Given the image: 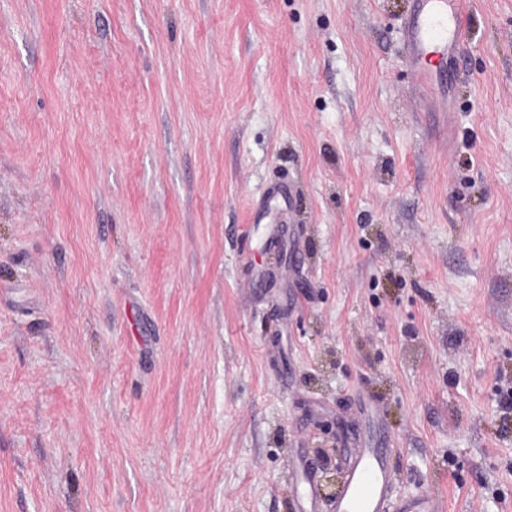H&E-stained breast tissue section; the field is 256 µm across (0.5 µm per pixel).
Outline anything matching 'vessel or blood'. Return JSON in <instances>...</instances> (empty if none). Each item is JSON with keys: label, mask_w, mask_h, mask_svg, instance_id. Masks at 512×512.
Here are the masks:
<instances>
[{"label": "vessel or blood", "mask_w": 512, "mask_h": 512, "mask_svg": "<svg viewBox=\"0 0 512 512\" xmlns=\"http://www.w3.org/2000/svg\"><path fill=\"white\" fill-rule=\"evenodd\" d=\"M468 27L460 0H412L405 35L406 58L422 88H430L435 74L427 59L447 53ZM385 448L355 449L349 473L330 512H445L443 502L428 494L392 496V476Z\"/></svg>", "instance_id": "b4317fda"}]
</instances>
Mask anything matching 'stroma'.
<instances>
[{
    "label": "stroma",
    "instance_id": "1",
    "mask_svg": "<svg viewBox=\"0 0 512 512\" xmlns=\"http://www.w3.org/2000/svg\"><path fill=\"white\" fill-rule=\"evenodd\" d=\"M0 0V512H512V0ZM461 0H412L405 35L406 58L418 73L419 84L427 91L435 74L427 58L448 53L468 28V16ZM389 448H356L331 512H444V503L428 494H412L392 502Z\"/></svg>",
    "mask_w": 512,
    "mask_h": 512
}]
</instances>
